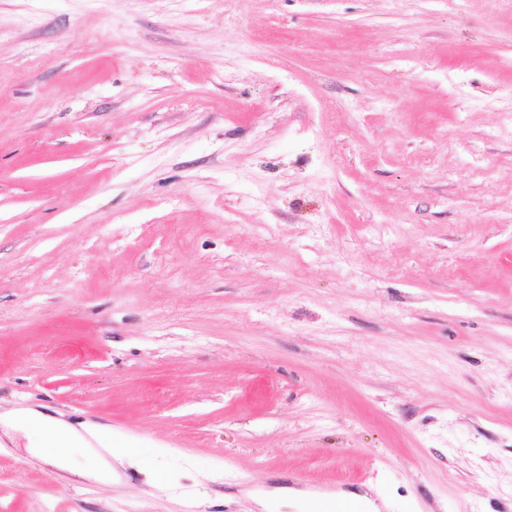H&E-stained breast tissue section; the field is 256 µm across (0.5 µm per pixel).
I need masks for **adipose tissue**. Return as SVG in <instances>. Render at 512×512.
Here are the masks:
<instances>
[{"instance_id": "ef3b65f1", "label": "adipose tissue", "mask_w": 512, "mask_h": 512, "mask_svg": "<svg viewBox=\"0 0 512 512\" xmlns=\"http://www.w3.org/2000/svg\"><path fill=\"white\" fill-rule=\"evenodd\" d=\"M0 425L23 432L35 454L73 474L102 480L111 478V462L132 468L142 465L139 449L115 446L111 428L104 425H76L31 407L0 414Z\"/></svg>"}]
</instances>
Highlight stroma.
I'll list each match as a JSON object with an SVG mask.
<instances>
[{"mask_svg":"<svg viewBox=\"0 0 512 512\" xmlns=\"http://www.w3.org/2000/svg\"><path fill=\"white\" fill-rule=\"evenodd\" d=\"M0 512H512V0H0ZM57 414L21 407L0 414V425L23 432L36 455L54 460L61 470L73 474L100 480L112 478L106 453L120 464L143 469L139 449L114 446L111 428L88 423L75 425ZM335 498H348L337 499ZM324 500L327 502L335 500V504L331 510H325L320 503H317L311 512H367L361 503L350 500L355 499L362 501L369 512H379V507L375 504L366 493L360 494L355 491H339L331 494H322L316 492H305L294 488L280 487L272 492L267 493L258 499V504L268 512L278 511L280 507L297 509L298 512L310 511V505L315 500Z\"/></svg>","mask_w":512,"mask_h":512,"instance_id":"stroma-1","label":"stroma"}]
</instances>
